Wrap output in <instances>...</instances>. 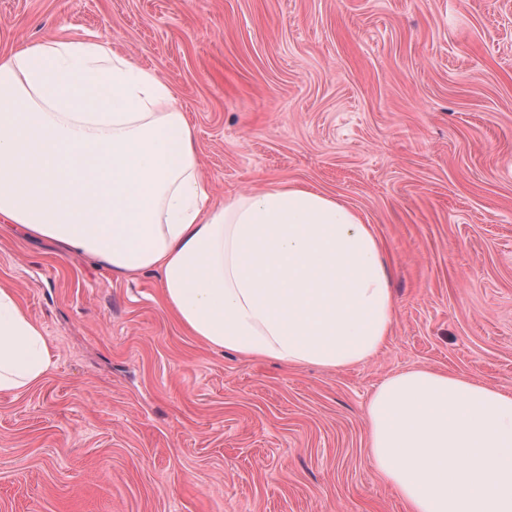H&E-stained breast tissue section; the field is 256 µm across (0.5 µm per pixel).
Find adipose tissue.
Returning a JSON list of instances; mask_svg holds the SVG:
<instances>
[{
  "label": "adipose tissue",
  "instance_id": "obj_1",
  "mask_svg": "<svg viewBox=\"0 0 512 512\" xmlns=\"http://www.w3.org/2000/svg\"><path fill=\"white\" fill-rule=\"evenodd\" d=\"M193 132L155 71L96 41L0 56V217L123 277L153 272L209 346L288 364L373 357L395 316L381 243L361 213L300 184L209 204ZM53 365L0 289V393ZM369 455L408 512H512V392L425 369L367 406Z\"/></svg>",
  "mask_w": 512,
  "mask_h": 512
}]
</instances>
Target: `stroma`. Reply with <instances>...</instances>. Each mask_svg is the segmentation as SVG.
Returning <instances> with one entry per match:
<instances>
[{"label": "stroma", "mask_w": 512, "mask_h": 512, "mask_svg": "<svg viewBox=\"0 0 512 512\" xmlns=\"http://www.w3.org/2000/svg\"><path fill=\"white\" fill-rule=\"evenodd\" d=\"M54 38L169 82L211 204L297 183L360 211L396 312L344 368L215 351L155 274L1 226L53 367L0 393V512H406L369 457L377 387L512 390V0H0V55Z\"/></svg>", "instance_id": "1"}]
</instances>
